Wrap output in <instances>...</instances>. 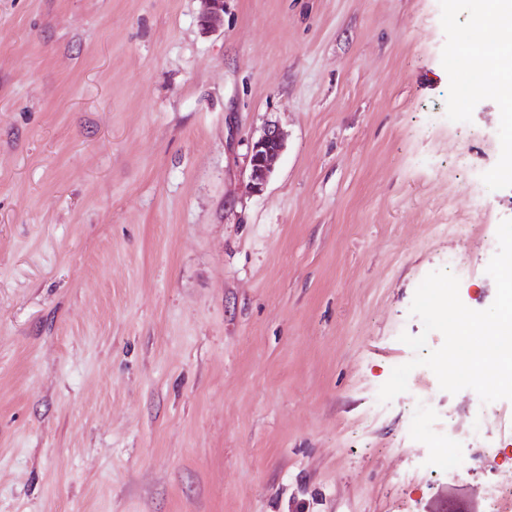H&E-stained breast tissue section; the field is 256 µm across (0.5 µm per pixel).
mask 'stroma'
I'll return each mask as SVG.
<instances>
[{
	"mask_svg": "<svg viewBox=\"0 0 512 512\" xmlns=\"http://www.w3.org/2000/svg\"><path fill=\"white\" fill-rule=\"evenodd\" d=\"M483 6L0 0V512H494L512 401L378 399L430 272L496 295L512 129L448 70ZM285 134L273 122L266 124L248 151L250 188L254 193L264 190L272 172L273 159L283 150Z\"/></svg>",
	"mask_w": 512,
	"mask_h": 512,
	"instance_id": "obj_1",
	"label": "stroma"
}]
</instances>
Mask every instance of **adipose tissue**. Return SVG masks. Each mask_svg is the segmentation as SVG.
Segmentation results:
<instances>
[{"label": "adipose tissue", "instance_id": "1", "mask_svg": "<svg viewBox=\"0 0 512 512\" xmlns=\"http://www.w3.org/2000/svg\"><path fill=\"white\" fill-rule=\"evenodd\" d=\"M484 14L491 31L490 36L476 44L477 54L492 59L501 72L493 93L500 104L504 124L512 125V0H485Z\"/></svg>", "mask_w": 512, "mask_h": 512}]
</instances>
